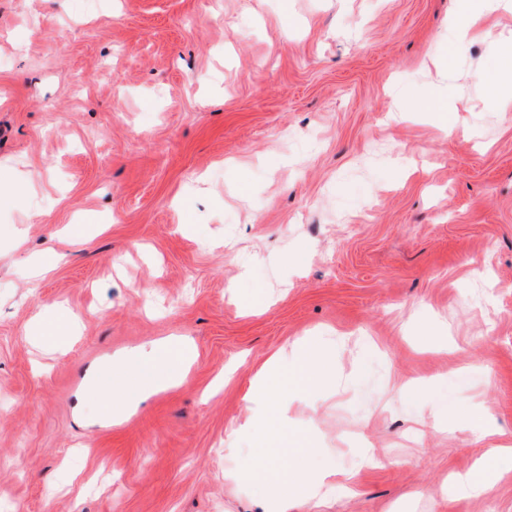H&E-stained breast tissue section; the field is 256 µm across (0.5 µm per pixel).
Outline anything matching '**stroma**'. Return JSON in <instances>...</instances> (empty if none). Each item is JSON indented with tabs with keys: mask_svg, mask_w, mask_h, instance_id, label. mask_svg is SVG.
Here are the masks:
<instances>
[{
	"mask_svg": "<svg viewBox=\"0 0 512 512\" xmlns=\"http://www.w3.org/2000/svg\"><path fill=\"white\" fill-rule=\"evenodd\" d=\"M458 10L0 0L8 512H263L224 481L250 382L316 335L325 399L288 418L336 490L293 512H512V103L472 78L505 79L512 11L459 44ZM54 306L78 320L57 347L34 333ZM171 342L184 380L102 416L96 373ZM496 454L493 488L460 496Z\"/></svg>",
	"mask_w": 512,
	"mask_h": 512,
	"instance_id": "obj_1",
	"label": "stroma"
}]
</instances>
